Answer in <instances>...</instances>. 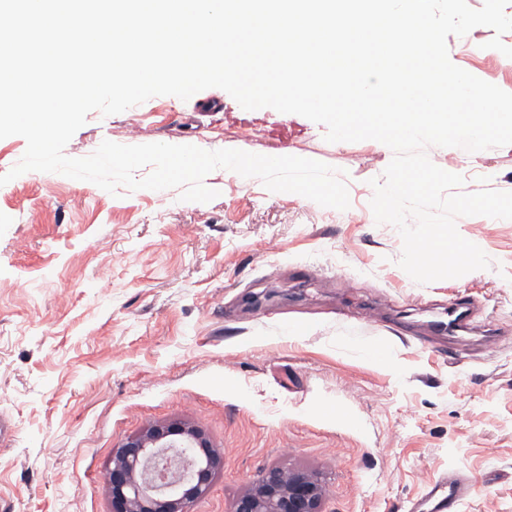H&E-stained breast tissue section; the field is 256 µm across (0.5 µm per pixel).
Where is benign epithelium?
<instances>
[{
    "label": "benign epithelium",
    "mask_w": 512,
    "mask_h": 512,
    "mask_svg": "<svg viewBox=\"0 0 512 512\" xmlns=\"http://www.w3.org/2000/svg\"><path fill=\"white\" fill-rule=\"evenodd\" d=\"M222 466L223 455L199 428L178 420L151 425L113 449L112 512H190ZM324 497L313 475L271 466L231 512H322Z\"/></svg>",
    "instance_id": "7a95c632"
}]
</instances>
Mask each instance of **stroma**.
<instances>
[{
    "label": "stroma",
    "mask_w": 512,
    "mask_h": 512,
    "mask_svg": "<svg viewBox=\"0 0 512 512\" xmlns=\"http://www.w3.org/2000/svg\"><path fill=\"white\" fill-rule=\"evenodd\" d=\"M493 35L449 36V57L512 93ZM325 133L209 88L91 112L65 153L242 142L342 170L343 211L220 168L207 203L37 171L0 186V512H112L113 448L171 420L224 454L192 512H230L272 465L321 476L323 512H406L450 470L478 483L461 512H512V219L457 218L490 268L417 283L370 207L391 154ZM426 153L463 192H512V145ZM458 300L470 328L439 334ZM288 322L300 335H281Z\"/></svg>",
    "instance_id": "35a3bbf8"
}]
</instances>
